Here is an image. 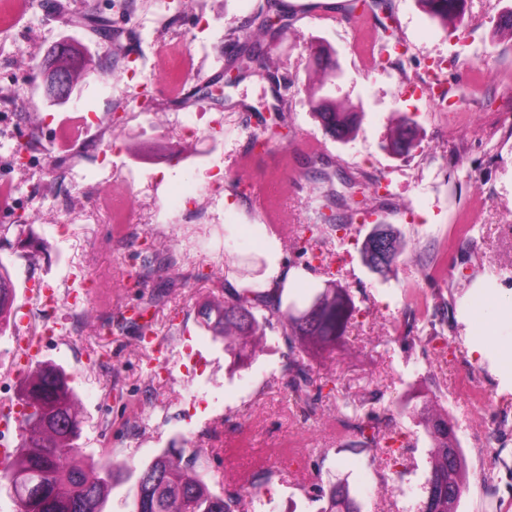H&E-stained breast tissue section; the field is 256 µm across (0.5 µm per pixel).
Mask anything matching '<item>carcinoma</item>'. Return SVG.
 <instances>
[{
	"instance_id": "1",
	"label": "carcinoma",
	"mask_w": 512,
	"mask_h": 512,
	"mask_svg": "<svg viewBox=\"0 0 512 512\" xmlns=\"http://www.w3.org/2000/svg\"><path fill=\"white\" fill-rule=\"evenodd\" d=\"M426 13L443 26L459 22L465 12L466 0H419ZM284 19L278 10V0H268V10L247 34L243 50L239 51L246 68H268V39L282 32L267 25L268 17ZM55 65L65 71L71 85H77V61L82 51L73 45L53 50ZM318 66L324 78L335 74L333 51L320 46ZM314 115L325 134L337 141L351 139L359 126L360 113L341 110L325 97L313 101ZM288 122L278 114L272 124L264 127L254 139L282 140ZM417 146L414 121L402 117L394 126L389 148L395 155H407ZM362 263L373 273L387 277L395 273L403 253L400 233L391 224L377 222L365 236L359 249ZM15 287L0 264V335L7 322L3 314L13 309ZM358 312L346 289L327 285L314 292L308 305L298 309L283 306L282 289L259 290L252 287L224 288V307L207 305L198 311L200 325L224 340V352L233 362L245 365L257 355L247 348V339L258 335L263 324L276 319L282 339L288 349L281 380L300 400L313 384L304 354L311 350L336 347ZM62 368L46 365L27 378L20 391L21 454L10 469L0 475V481H14L23 492L33 484L40 486L37 496L19 499V512H104L112 489L133 481L132 512H239L243 498L253 493L258 484H267L275 472L260 470L252 479L226 485L215 492L202 474L201 456L184 450H165L141 466L111 461L90 476L85 470L78 440L81 434V414L77 397L63 380ZM438 401H425L417 413L421 425L432 443L430 469L422 484L421 512H448V489L462 495L465 492V457L448 411L438 410ZM391 419L378 417L346 422L351 439L349 447L362 451L382 447L392 440ZM314 499L324 502L319 512H361L359 501L349 485L334 483L313 487Z\"/></svg>"
}]
</instances>
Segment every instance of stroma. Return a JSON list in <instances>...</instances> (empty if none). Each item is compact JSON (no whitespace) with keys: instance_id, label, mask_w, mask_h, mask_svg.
Returning <instances> with one entry per match:
<instances>
[{"instance_id":"1","label":"stroma","mask_w":512,"mask_h":512,"mask_svg":"<svg viewBox=\"0 0 512 512\" xmlns=\"http://www.w3.org/2000/svg\"><path fill=\"white\" fill-rule=\"evenodd\" d=\"M265 0H0V183L21 198L0 205V263L16 288L18 330L43 339L44 359L71 375L85 417L83 460L144 464L175 446L203 453L214 490L256 463L278 473L241 512H318L314 484L348 482L362 512H418L431 441L413 414L438 395L467 466L458 512H512V37L496 23L512 0H467L443 28L418 0H381L365 16L351 0H281L287 29L271 43L268 74L235 64L242 27ZM119 34L102 41L88 17ZM397 37L390 43L384 26ZM81 48L92 74L69 101L44 95L39 65L60 43ZM338 66L327 93L361 114L349 142L325 135L310 101L311 47ZM185 61L170 87V52ZM447 90L429 96L434 68ZM285 113L287 139L251 138ZM421 142L409 156L385 148L401 116ZM34 139L39 157L14 160ZM380 185L374 219L356 211L360 188ZM276 190L279 224L252 203ZM347 230L323 226V194ZM192 197L200 223L175 199ZM67 198L66 212L57 201ZM403 242L397 272L381 278L360 259L374 220ZM178 277H170L167 261ZM278 265L295 272L284 303L304 305L329 281L359 309L346 349L312 360L305 400L284 387L281 328L235 366L197 310L225 284L267 289ZM91 297L72 305L71 274ZM56 290L46 305L41 286ZM164 290L154 334L114 321ZM12 335L0 337V414L21 381ZM486 401H479V394ZM195 407L192 424L184 412ZM393 415L394 452L347 445L345 418Z\"/></svg>"}]
</instances>
